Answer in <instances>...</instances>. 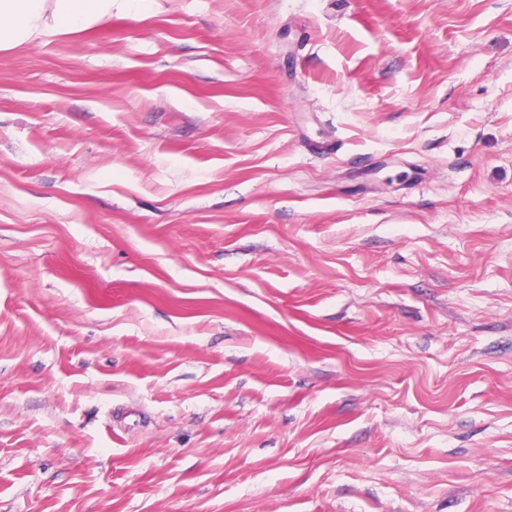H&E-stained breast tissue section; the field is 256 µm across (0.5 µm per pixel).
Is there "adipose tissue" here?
I'll use <instances>...</instances> for the list:
<instances>
[{
    "mask_svg": "<svg viewBox=\"0 0 512 512\" xmlns=\"http://www.w3.org/2000/svg\"><path fill=\"white\" fill-rule=\"evenodd\" d=\"M114 0H0V50L44 35L85 30L111 16Z\"/></svg>",
    "mask_w": 512,
    "mask_h": 512,
    "instance_id": "ef3b65f1",
    "label": "adipose tissue"
}]
</instances>
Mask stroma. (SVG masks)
I'll use <instances>...</instances> for the list:
<instances>
[{
  "instance_id": "1",
  "label": "stroma",
  "mask_w": 512,
  "mask_h": 512,
  "mask_svg": "<svg viewBox=\"0 0 512 512\" xmlns=\"http://www.w3.org/2000/svg\"><path fill=\"white\" fill-rule=\"evenodd\" d=\"M0 512H512V0L0 51Z\"/></svg>"
}]
</instances>
